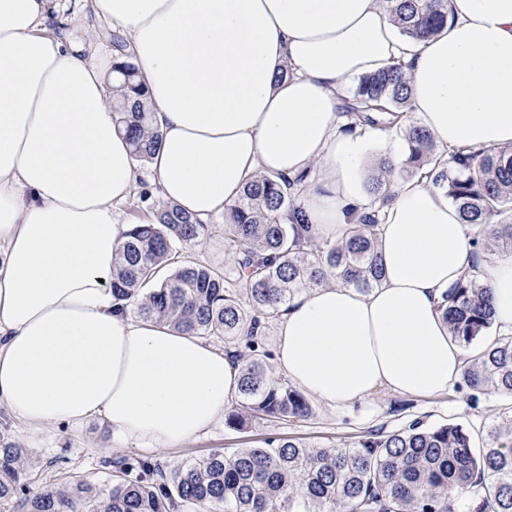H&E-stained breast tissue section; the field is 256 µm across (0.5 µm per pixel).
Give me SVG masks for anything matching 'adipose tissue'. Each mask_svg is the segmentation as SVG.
Here are the masks:
<instances>
[{"label": "adipose tissue", "mask_w": 512, "mask_h": 512, "mask_svg": "<svg viewBox=\"0 0 512 512\" xmlns=\"http://www.w3.org/2000/svg\"><path fill=\"white\" fill-rule=\"evenodd\" d=\"M127 44L159 117L158 194L201 221L257 176L314 170L301 188L314 234L368 211L366 151L512 148V0H447L434 35L401 39L384 0H85ZM57 0H0V404L38 431L92 417L125 441L171 448L224 416L242 363L112 298L141 172L113 125L95 45L47 34ZM410 77L394 128L344 129L350 82ZM384 274L298 293L275 328L276 369L335 408L386 392L429 397L462 379L471 349L448 332L442 292L478 264L495 335L512 334V256L476 258L432 181L396 178L379 211Z\"/></svg>", "instance_id": "adipose-tissue-1"}]
</instances>
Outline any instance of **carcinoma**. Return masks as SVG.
<instances>
[{
    "mask_svg": "<svg viewBox=\"0 0 512 512\" xmlns=\"http://www.w3.org/2000/svg\"><path fill=\"white\" fill-rule=\"evenodd\" d=\"M400 34L423 40L447 21L446 0H388ZM115 123L139 164L161 139L156 112L124 60V38L112 34ZM409 76L399 65L360 78L346 114L354 126L379 125L373 113L403 112ZM408 152L400 162L412 176L430 179L458 209L486 255L512 253V150L463 147L437 157L427 131H401ZM369 187L373 199L391 196L393 165L379 162ZM295 179L261 175L224 213V249L233 255L235 284L176 249L203 239L208 225L164 203L138 219L116 255L112 294L143 319L165 322L199 336L242 343L244 361L236 407L225 423L243 430L256 420L301 419L311 411L300 392L267 377L258 331L293 296L337 279L360 292L381 282L375 215L350 219L341 237L310 234ZM439 310L452 336L469 347L491 325L488 289L477 267L448 289ZM459 390L477 405L489 396L506 401V417L479 428L456 422L415 421L390 432L369 433L332 447L295 438H268L264 446L215 451L166 472L148 460H108L110 480L77 477L30 491L25 449L0 448V501L19 512H179L219 506L224 512H512V335L480 346Z\"/></svg>",
    "mask_w": 512,
    "mask_h": 512,
    "instance_id": "cac0c4a2",
    "label": "carcinoma"
}]
</instances>
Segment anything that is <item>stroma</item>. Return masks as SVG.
<instances>
[{
	"label": "stroma",
	"mask_w": 512,
	"mask_h": 512,
	"mask_svg": "<svg viewBox=\"0 0 512 512\" xmlns=\"http://www.w3.org/2000/svg\"><path fill=\"white\" fill-rule=\"evenodd\" d=\"M51 27L63 29L74 44L92 41L102 54L112 53L108 39L111 21L92 16L76 0H66ZM189 253L219 272L233 275V260L224 249L223 216L212 218L207 235L192 245ZM502 408V401L496 398L472 405L464 391L452 390L430 398H406L381 392L349 409L334 411L312 403L310 414L301 420H257L245 430L230 428L221 421L208 433L183 446L148 450L124 444L113 436L111 427L97 419L79 427L61 424L34 433L0 406V447L26 449L39 482H52L68 474L97 483L105 479L104 462L111 458L148 459L160 462L169 470L183 461L219 449L229 453L238 448L258 447L268 437H294L317 445L341 444L373 429L391 430L414 421L429 425L454 421L477 427L500 420Z\"/></svg>",
	"instance_id": "obj_1"
}]
</instances>
